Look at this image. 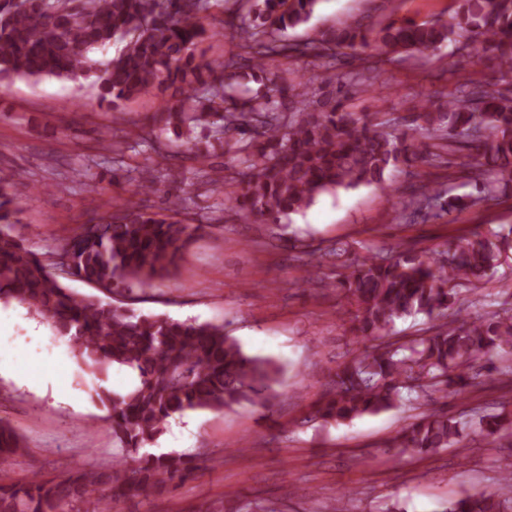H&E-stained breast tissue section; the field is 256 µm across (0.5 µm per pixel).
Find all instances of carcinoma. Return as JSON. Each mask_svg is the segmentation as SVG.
I'll return each mask as SVG.
<instances>
[{"mask_svg":"<svg viewBox=\"0 0 512 512\" xmlns=\"http://www.w3.org/2000/svg\"><path fill=\"white\" fill-rule=\"evenodd\" d=\"M218 0H0V87L17 78L94 79L100 102L112 105L147 95L167 98L158 122L208 131L206 151L182 152L183 144L155 142V158L143 167L139 187L156 193L177 180L175 162L193 160L214 189L223 170L208 168L221 151L238 162L229 195L242 216L277 224L311 207L323 193L380 183L400 161L414 162L408 141L430 140L425 160L467 151L470 163L458 178L475 182L476 195L457 196L443 183H428L396 202L398 216L416 223L489 204L512 187V96L491 92L471 79L448 102L431 94L414 106L415 118L389 132L386 122L362 120L332 96L318 107L309 88L288 82L270 62L310 57L320 62L315 79L339 88L354 79L347 57L364 56L371 71L393 55L428 56L450 42L463 52L481 44L512 75V0H457L447 19H405L378 30L344 21L303 42L285 33L307 23L318 0H234L220 24L237 39L239 52L223 60L196 54L208 30L200 20ZM124 43L117 56L98 52ZM254 80L263 89L251 92ZM11 179L0 177V302L18 303L50 320L78 362L93 373L113 366L136 372L137 385L122 394L101 392L109 407L112 436L137 455L115 457L108 468L90 467L45 479L6 482L3 463L25 452L20 436L0 420V512H113L130 498L150 499L175 481L188 479L201 453L146 451L168 419L186 411L222 412L234 407L269 408L282 397V367L251 355L224 333V326L138 314L96 295L79 296L68 286L83 281L100 292L122 294L133 284L152 288L170 278L182 252L205 230L178 218L179 202L167 214L121 205L102 223L84 224L59 248L39 255L13 233L17 212ZM501 250L487 238L464 235L456 245L426 260L399 245L368 254L347 266L338 284L357 307L362 346L338 366L328 390L306 421L339 424L389 410L407 399L429 401L458 395L471 385V364L484 360L483 377L495 382L496 360L512 355V315L471 319L455 308L458 287L495 269ZM454 318L426 336L392 339L399 319L425 315ZM512 447V418L485 411L471 423L427 409L401 428L386 447L402 453L435 454L461 442L466 429ZM512 476L491 490H475L448 503L447 512H508Z\"/></svg>","mask_w":512,"mask_h":512,"instance_id":"carcinoma-1","label":"carcinoma"}]
</instances>
